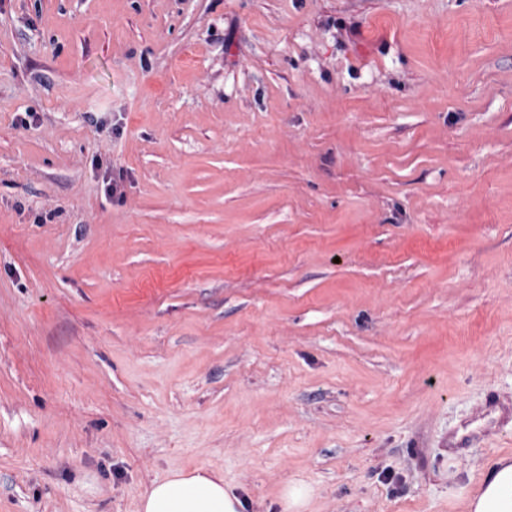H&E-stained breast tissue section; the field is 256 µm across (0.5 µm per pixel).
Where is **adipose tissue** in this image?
<instances>
[{
	"label": "adipose tissue",
	"mask_w": 512,
	"mask_h": 512,
	"mask_svg": "<svg viewBox=\"0 0 512 512\" xmlns=\"http://www.w3.org/2000/svg\"><path fill=\"white\" fill-rule=\"evenodd\" d=\"M243 501L218 471L196 468L152 481L138 512H242ZM463 512H512V456H499L462 502Z\"/></svg>",
	"instance_id": "adipose-tissue-1"
}]
</instances>
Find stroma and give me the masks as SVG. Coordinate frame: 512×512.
I'll return each mask as SVG.
<instances>
[{"label":"stroma","instance_id":"1","mask_svg":"<svg viewBox=\"0 0 512 512\" xmlns=\"http://www.w3.org/2000/svg\"><path fill=\"white\" fill-rule=\"evenodd\" d=\"M506 454L512 0H0V512H463ZM244 503L224 485V475L207 468L178 471L144 490L138 512H243ZM312 497L313 489L310 486L291 485L284 491L282 501L291 512H306Z\"/></svg>","mask_w":512,"mask_h":512}]
</instances>
